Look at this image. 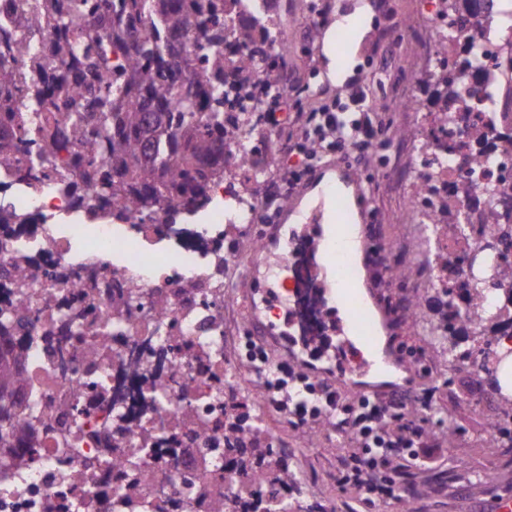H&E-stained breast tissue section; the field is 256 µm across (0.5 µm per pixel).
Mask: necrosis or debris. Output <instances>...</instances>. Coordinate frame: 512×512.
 I'll use <instances>...</instances> for the list:
<instances>
[{
    "instance_id": "necrosis-or-debris-1",
    "label": "necrosis or debris",
    "mask_w": 512,
    "mask_h": 512,
    "mask_svg": "<svg viewBox=\"0 0 512 512\" xmlns=\"http://www.w3.org/2000/svg\"><path fill=\"white\" fill-rule=\"evenodd\" d=\"M434 36L435 57L472 45L479 63L453 95L407 112L410 158L405 181L411 264L435 291L451 288V309L473 319L468 259L496 240L490 212L512 216V12L500 0H463L448 17L441 0L419 16ZM493 159L472 165L480 143ZM279 146L274 128L254 126L224 144V179L203 224L105 219L54 224L73 211L63 185L31 192L0 165V196L20 216L0 243L1 322L28 340L17 415L40 439L36 448H0V512H214L239 490L224 465V404L240 396L272 403L271 347L244 341V362L228 361L232 334L224 290L238 269L265 250L259 214L281 206L264 192ZM37 261L25 287L17 267ZM294 286L293 342L325 332L322 289L311 258L289 269Z\"/></svg>"
}]
</instances>
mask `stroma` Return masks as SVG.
Segmentation results:
<instances>
[{
    "label": "stroma",
    "mask_w": 512,
    "mask_h": 512,
    "mask_svg": "<svg viewBox=\"0 0 512 512\" xmlns=\"http://www.w3.org/2000/svg\"><path fill=\"white\" fill-rule=\"evenodd\" d=\"M308 11L278 19L282 34L291 48L282 59L280 82L302 94L325 92L337 99L344 109L352 104L344 91L343 78L329 79L330 58L326 34L337 28L345 15H356L345 49L348 74L370 76L369 99L381 113L382 133L372 149L368 164L353 161L364 181L368 208L373 215L384 245L396 263L406 261L408 230L405 224L404 171L410 163L401 148L395 147L392 134L403 128L405 116L388 109L390 96L412 95L431 105L434 86L420 80V71L430 58V34L416 29H401V22L417 16L422 0H385L383 10H376L374 0H305ZM417 294L428 297L424 320L437 316V297L428 286L426 272H418L400 288L394 289L388 306L399 317L390 340L403 350L424 346L420 328L403 322L409 298ZM430 358L436 376L420 377L419 385L432 389L430 410L410 400L417 417L426 418L429 438L441 454L433 474L411 478L400 494H413V512H485L500 493L512 492V454L486 448L482 444L487 421L498 411V402L486 379L475 378L464 367L449 368L448 356L434 349ZM452 416L458 427L454 440L442 433L440 420ZM276 448L286 454L292 469L302 482L297 501L332 505L334 512H369L354 489L342 488L336 481L338 459L345 454L342 444L320 429L293 428L288 422L271 418Z\"/></svg>",
    "instance_id": "stroma-1"
}]
</instances>
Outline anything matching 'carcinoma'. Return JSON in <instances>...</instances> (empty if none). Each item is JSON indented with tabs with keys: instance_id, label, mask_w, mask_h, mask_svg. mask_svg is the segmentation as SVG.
<instances>
[{
	"instance_id": "cac0c4a2",
	"label": "carcinoma",
	"mask_w": 512,
	"mask_h": 512,
	"mask_svg": "<svg viewBox=\"0 0 512 512\" xmlns=\"http://www.w3.org/2000/svg\"><path fill=\"white\" fill-rule=\"evenodd\" d=\"M248 0H13L11 36L0 37V164L38 189L60 182L91 219L112 200L116 216H185L212 200L224 178L225 106L231 91L257 86L277 57L266 52L276 24ZM243 19L224 27V14ZM478 318L453 316L436 336L467 328L481 341L512 301V264L483 269ZM24 343L0 347V448L22 426L11 411L23 381ZM243 414L227 416L224 457L240 475L239 494L220 512H291L298 486L287 458L239 444ZM512 452V396H500L491 423Z\"/></svg>"
}]
</instances>
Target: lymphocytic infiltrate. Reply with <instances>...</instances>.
I'll return each mask as SVG.
<instances>
[{"label": "lymphocytic infiltrate", "instance_id": "obj_1", "mask_svg": "<svg viewBox=\"0 0 512 512\" xmlns=\"http://www.w3.org/2000/svg\"><path fill=\"white\" fill-rule=\"evenodd\" d=\"M345 90L356 108L354 120H343L332 103L315 111L302 130L306 160L290 170L289 184L299 182L308 169V158L319 150L348 148L357 156H368L382 128L380 116L370 109L360 76H353ZM309 388L310 403L280 401L277 409L297 427L328 425L337 441L349 444V453L338 462V482L357 490L374 512L397 502L395 487L405 470L436 469L437 450L428 443L425 429L407 420L403 397L395 395L380 402L345 397L322 381L310 383Z\"/></svg>", "mask_w": 512, "mask_h": 512}]
</instances>
